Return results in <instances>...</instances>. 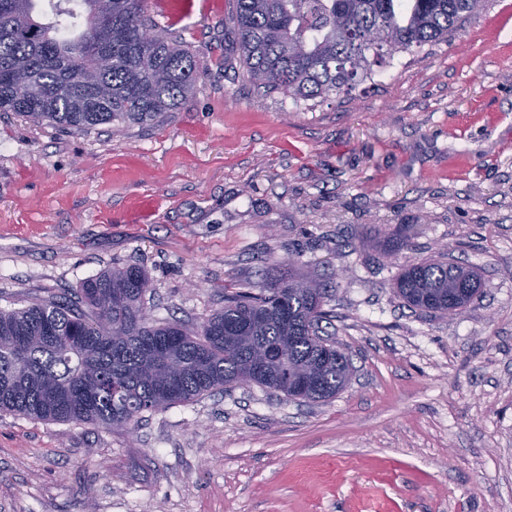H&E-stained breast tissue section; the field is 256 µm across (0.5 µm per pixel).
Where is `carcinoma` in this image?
I'll list each match as a JSON object with an SVG mask.
<instances>
[{
    "instance_id": "carcinoma-1",
    "label": "carcinoma",
    "mask_w": 512,
    "mask_h": 512,
    "mask_svg": "<svg viewBox=\"0 0 512 512\" xmlns=\"http://www.w3.org/2000/svg\"><path fill=\"white\" fill-rule=\"evenodd\" d=\"M0 0V112L77 131L172 112L198 78L196 52L174 34L152 45L145 0ZM487 0H229L250 82L291 98L340 94L412 51L452 38ZM475 267L447 259L405 266L397 295L448 314L480 292ZM147 273L112 267L69 298L0 309V412L130 430L140 415L255 383L289 400H328L349 358L321 323L328 291L311 274L269 277L224 293L195 331L152 321Z\"/></svg>"
}]
</instances>
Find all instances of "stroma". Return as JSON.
<instances>
[{
	"mask_svg": "<svg viewBox=\"0 0 512 512\" xmlns=\"http://www.w3.org/2000/svg\"><path fill=\"white\" fill-rule=\"evenodd\" d=\"M145 8L197 52L177 110L87 132L0 112V308L136 265L149 317L193 329L225 286L312 271L355 372L325 401L236 385L132 432L0 412V512H512V0L307 100L250 84L229 0ZM444 253L480 297L412 311L402 267Z\"/></svg>",
	"mask_w": 512,
	"mask_h": 512,
	"instance_id": "1",
	"label": "stroma"
}]
</instances>
